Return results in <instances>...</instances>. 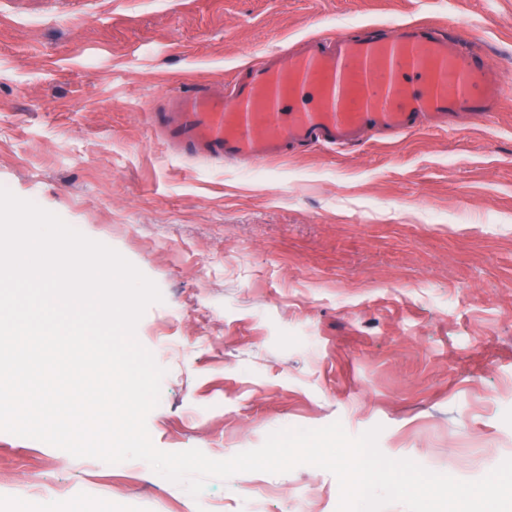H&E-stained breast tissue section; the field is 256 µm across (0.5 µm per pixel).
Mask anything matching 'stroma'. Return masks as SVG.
<instances>
[{
  "mask_svg": "<svg viewBox=\"0 0 512 512\" xmlns=\"http://www.w3.org/2000/svg\"><path fill=\"white\" fill-rule=\"evenodd\" d=\"M455 22L512 86V0H0V186L156 283L136 328L164 369L165 452L221 460L281 429L381 426L459 480L512 458V96L447 130L249 166L172 155L157 99L303 39ZM331 473L209 480L0 431V512H336Z\"/></svg>",
  "mask_w": 512,
  "mask_h": 512,
  "instance_id": "1",
  "label": "stroma"
}]
</instances>
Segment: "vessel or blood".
<instances>
[{
    "mask_svg": "<svg viewBox=\"0 0 512 512\" xmlns=\"http://www.w3.org/2000/svg\"><path fill=\"white\" fill-rule=\"evenodd\" d=\"M461 42L458 30L431 22L316 40L244 68L229 86L200 82L167 95L149 121L178 155L223 164L489 117L504 88Z\"/></svg>",
    "mask_w": 512,
    "mask_h": 512,
    "instance_id": "vessel-or-blood-1",
    "label": "vessel or blood"
}]
</instances>
